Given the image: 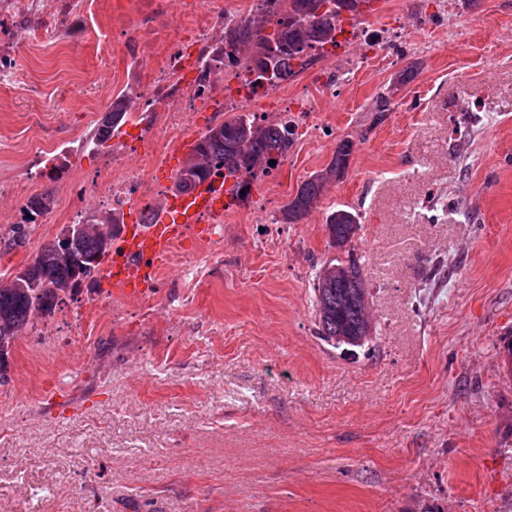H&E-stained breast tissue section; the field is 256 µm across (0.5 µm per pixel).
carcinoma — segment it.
<instances>
[{"label": "carcinoma", "instance_id": "obj_1", "mask_svg": "<svg viewBox=\"0 0 512 512\" xmlns=\"http://www.w3.org/2000/svg\"><path fill=\"white\" fill-rule=\"evenodd\" d=\"M287 19L275 22L248 20L224 27V53L245 61L253 80L269 85L280 80L284 60H298L304 69L311 61L303 58L316 47L336 46L337 31L343 14L355 17L370 7L371 0H286ZM420 70L416 61L409 63L389 90L376 97L371 111L388 112L393 94L411 82ZM125 99L112 100V118L103 122L98 133L106 136L125 120ZM295 131L280 124L262 125L248 113H239L210 127L192 148L185 165L175 174V185L189 192L207 182L216 172L234 180L232 191L241 195L247 188L242 176L258 170L270 171V161L279 160L292 145ZM354 142L349 138L336 144L327 166L310 176L296 194L281 207L279 224H299L314 209L327 188L344 177L350 165ZM54 199L51 190L31 198L25 205L28 221L49 213ZM360 230L357 216L337 209L326 216V231L332 246L347 251L344 259L335 258L328 265L341 269V276L326 274L320 266L313 284L319 334L338 344L351 341L362 345L371 341L372 322L363 317L362 299L368 298L360 258L348 248ZM29 227L12 224L0 237V249L23 247ZM113 238L105 237L98 224H86L69 238L56 237L43 244L31 262L10 281L0 284V383L7 378V355L17 332L36 318L54 313L65 299L74 297L85 284H94L101 264L112 250Z\"/></svg>", "mask_w": 512, "mask_h": 512}]
</instances>
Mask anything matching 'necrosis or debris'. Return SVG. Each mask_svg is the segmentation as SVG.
<instances>
[{"label":"necrosis or debris","instance_id":"necrosis-or-debris-1","mask_svg":"<svg viewBox=\"0 0 512 512\" xmlns=\"http://www.w3.org/2000/svg\"><path fill=\"white\" fill-rule=\"evenodd\" d=\"M132 16H117L105 24L97 46L101 57L120 49L121 92L132 120L146 133L179 143L191 127L201 105L215 115L227 111H252L255 100L276 95L277 87L253 89L244 63L224 59V26L235 16L207 9L186 12L179 0H132ZM97 0H0V85H14L19 51L33 29L46 39L74 47V30L95 16ZM161 56V67L144 73L138 63L147 56ZM121 145L93 176L83 177L64 167L57 146L38 144L27 156L30 171L21 184L0 181V198L35 194L39 183L65 185L77 197L94 196L113 213L147 212L156 191L144 175L129 169Z\"/></svg>","mask_w":512,"mask_h":512}]
</instances>
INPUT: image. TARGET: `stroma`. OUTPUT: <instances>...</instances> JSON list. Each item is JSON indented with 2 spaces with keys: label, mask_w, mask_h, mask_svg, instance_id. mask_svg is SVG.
<instances>
[{
  "label": "stroma",
  "mask_w": 512,
  "mask_h": 512,
  "mask_svg": "<svg viewBox=\"0 0 512 512\" xmlns=\"http://www.w3.org/2000/svg\"><path fill=\"white\" fill-rule=\"evenodd\" d=\"M364 18L378 38L350 37L344 19L321 51L335 71L288 81L319 130L274 170L268 223L197 225L153 288L104 277L75 297L86 321L58 311L55 335L18 331L0 385V512H512V0H372ZM103 35L83 28L75 55L24 53L18 87H0V179L24 178L34 144L97 132L103 113L86 117L71 85L79 72L87 94L104 91L121 68L96 56ZM410 59L419 74L375 119ZM346 137V176L302 223H278ZM116 142L164 204L186 154L132 124L67 164L93 175ZM77 203L56 190L5 254L11 272ZM336 209L361 224L375 327L362 347L325 341L313 307ZM437 257L455 267L425 286Z\"/></svg>",
  "instance_id": "35a3bbf8"
}]
</instances>
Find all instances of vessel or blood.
Wrapping results in <instances>:
<instances>
[{"label": "vessel or blood", "instance_id": "obj_1", "mask_svg": "<svg viewBox=\"0 0 512 512\" xmlns=\"http://www.w3.org/2000/svg\"><path fill=\"white\" fill-rule=\"evenodd\" d=\"M223 204L222 188L203 185L176 195L160 209L154 221L125 225L119 252L113 255L109 271L113 287L141 284L153 277L156 266L166 258L171 245L195 224L214 215Z\"/></svg>", "mask_w": 512, "mask_h": 512}]
</instances>
